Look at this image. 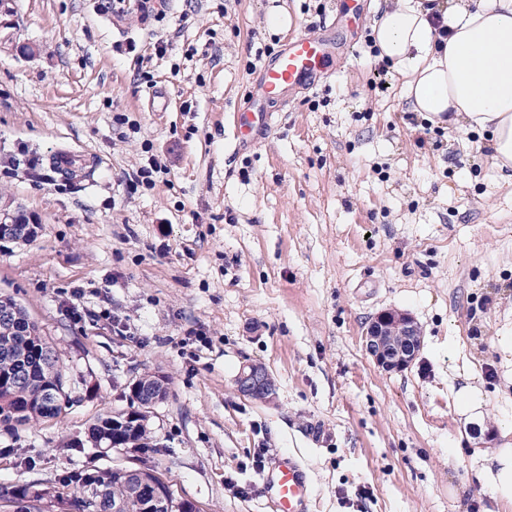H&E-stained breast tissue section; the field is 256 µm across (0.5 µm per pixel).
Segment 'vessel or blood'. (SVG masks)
Segmentation results:
<instances>
[{
  "instance_id": "vessel-or-blood-1",
  "label": "vessel or blood",
  "mask_w": 512,
  "mask_h": 512,
  "mask_svg": "<svg viewBox=\"0 0 512 512\" xmlns=\"http://www.w3.org/2000/svg\"><path fill=\"white\" fill-rule=\"evenodd\" d=\"M336 34L306 29L290 37L249 81L246 100L233 114L238 147L251 146L272 125L275 112L336 73ZM274 512H310V479L296 456L273 458L263 474Z\"/></svg>"
}]
</instances>
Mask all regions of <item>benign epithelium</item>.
Returning <instances> with one entry per match:
<instances>
[{
    "label": "benign epithelium",
    "mask_w": 512,
    "mask_h": 512,
    "mask_svg": "<svg viewBox=\"0 0 512 512\" xmlns=\"http://www.w3.org/2000/svg\"><path fill=\"white\" fill-rule=\"evenodd\" d=\"M12 9L8 0H0V51L9 46L10 34L3 30L12 27L13 22L8 20ZM22 211L10 209L0 203V239H15L20 236L18 225L22 224L20 216ZM421 331L418 323L409 314L398 310L380 312L368 324L364 342L366 351L373 357L378 366L387 371H403L416 359L420 351ZM238 391L247 397L271 402L275 398V383L265 367L260 364H250L237 378ZM160 404L157 397L148 403H136L112 413L117 419L127 418L131 412H136L138 424L149 428L150 414Z\"/></svg>",
    "instance_id": "benign-epithelium-1"
}]
</instances>
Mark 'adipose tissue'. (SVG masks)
Here are the masks:
<instances>
[{
	"mask_svg": "<svg viewBox=\"0 0 512 512\" xmlns=\"http://www.w3.org/2000/svg\"><path fill=\"white\" fill-rule=\"evenodd\" d=\"M373 30L379 57L404 77L411 110L436 125L487 134L498 171L512 172V0H385ZM477 475L512 501V448Z\"/></svg>",
	"mask_w": 512,
	"mask_h": 512,
	"instance_id": "ef3b65f1",
	"label": "adipose tissue"
}]
</instances>
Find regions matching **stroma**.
Returning a JSON list of instances; mask_svg holds the SVG:
<instances>
[{"label": "stroma", "mask_w": 512, "mask_h": 512, "mask_svg": "<svg viewBox=\"0 0 512 512\" xmlns=\"http://www.w3.org/2000/svg\"><path fill=\"white\" fill-rule=\"evenodd\" d=\"M150 6L14 0L15 37L40 52L0 53V200L39 229L0 240V295L54 347L71 402L0 427V485L148 467L197 512H271L262 469L290 453L314 512H512L476 478L480 450L512 444V182L484 137L410 110L366 46L362 0ZM274 12L287 30L268 26ZM331 24L349 50L336 74L237 151L231 111L256 51ZM155 88L168 111L152 110ZM64 149L84 155L74 173ZM150 156L154 187L130 192ZM386 309L422 327L401 373L362 344ZM249 363L274 401L238 392ZM150 372L168 383L152 447L99 453L89 426ZM465 384L487 395L481 419L457 408Z\"/></svg>", "instance_id": "35a3bbf8"}]
</instances>
